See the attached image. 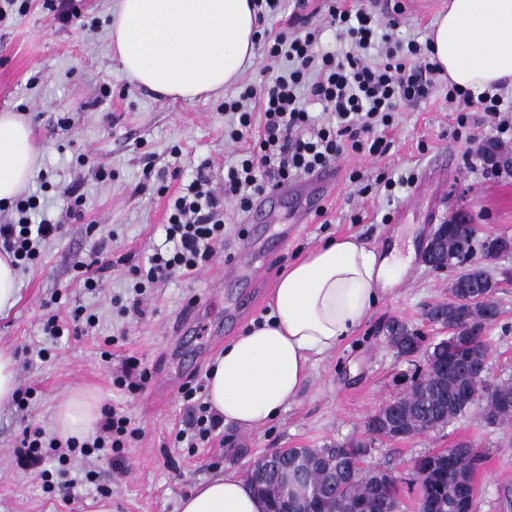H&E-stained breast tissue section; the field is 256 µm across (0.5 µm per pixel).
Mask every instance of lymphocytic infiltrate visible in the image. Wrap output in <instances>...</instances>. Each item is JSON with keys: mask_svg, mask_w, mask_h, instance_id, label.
I'll use <instances>...</instances> for the list:
<instances>
[{"mask_svg": "<svg viewBox=\"0 0 512 512\" xmlns=\"http://www.w3.org/2000/svg\"><path fill=\"white\" fill-rule=\"evenodd\" d=\"M328 22L338 36L348 38L346 48H318L312 31L301 37L282 31L264 40L263 54L274 64L271 76L261 87L246 85L240 98L224 102V112L232 118L226 131L229 139L243 141L258 121L262 129L257 139L225 172L223 192L209 189L207 179L200 176L187 195L175 199L163 227L166 249L154 251L145 265L133 269L135 295L175 276L193 277L211 260L216 246L224 242L225 200L247 212L258 198L330 168L342 155L384 153L386 146L376 136V128L390 126L401 106L426 100L436 90L439 69L428 59V45L413 39L392 40L390 31L397 26V18L382 21L330 0ZM378 46L383 49L382 59L375 62L370 52ZM304 98L321 105L322 120H313L301 106ZM253 99L259 111L248 108ZM448 102L456 107V123L466 129L469 145L478 141L466 128V110L474 103L496 119L498 134L512 132V122L502 116L500 94L475 98L452 85ZM39 207L37 196L18 200L15 218L0 224V248L17 264L36 259L39 244L61 230L60 224L38 219ZM138 435L128 416L109 407L101 414L95 436L83 441L50 438L39 427L24 430L14 449V462L24 470H39L46 480L53 473L43 464L46 458L56 457L60 469L55 474L63 479L59 490L67 498L75 486L66 469L71 456L108 458L122 452Z\"/></svg>", "mask_w": 512, "mask_h": 512, "instance_id": "obj_1", "label": "lymphocytic infiltrate"}]
</instances>
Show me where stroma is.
<instances>
[{
	"mask_svg": "<svg viewBox=\"0 0 512 512\" xmlns=\"http://www.w3.org/2000/svg\"><path fill=\"white\" fill-rule=\"evenodd\" d=\"M405 8L393 31L400 39L426 40L448 0H345L346 6L383 11ZM113 0H0V111L28 113L43 148L30 191L45 200L46 219L65 224L63 235L41 249L19 272L18 304L0 316V346L13 351L17 384L33 396L27 409L0 404V512H87L99 487L109 488L116 512H177L179 500L198 482L245 469L278 449L323 448L368 439L365 422L402 393L410 370L388 339L396 318L427 339L445 331L428 316L446 302L451 272L423 261L436 225L459 213L475 224L479 238H512V174L493 176L482 163L467 164L465 144L452 138L455 115L436 93L398 112L384 129L385 153L336 160L337 180L320 202L306 205L308 179L280 194L269 219L258 222L224 205V244L194 279L175 277L150 289L144 315H120L131 267L143 264L164 242L168 204L205 169L215 189L224 169L238 157V145L224 140V101L245 85H260L265 60L254 54L240 79L223 94L186 103L159 96L124 77L112 53L109 25ZM307 23L294 20L295 0L265 21L267 29L297 34L318 29V43L340 46L327 23L323 0H309ZM358 172L360 183L349 180ZM389 178L391 190L377 189ZM369 193L359 194L360 185ZM79 186L82 216L67 219L68 187ZM295 225L280 239L282 225ZM354 235L381 255L396 251L409 263L361 327L335 350L313 356L309 378L297 400L271 423L251 430L221 426L218 439L200 448H178L176 433L192 421V404L182 386L206 379L226 343L269 314L270 292L289 263L330 238ZM106 242L112 266L101 272L97 293L81 288L79 263L94 245ZM278 261L267 266L268 252ZM249 265L262 277L213 291L211 281L226 264ZM474 265L498 283L493 295L500 316L484 332L491 345V380L512 378V254L495 260L475 253ZM94 310L96 328L59 340L45 336L42 321L76 307ZM197 325L185 329L184 319ZM47 350L39 358L38 350ZM111 351L103 359L102 351ZM143 361L150 379L137 393L112 385L128 357ZM96 393L105 407L120 408L139 428V437L118 461H76L81 483L71 501L47 492L38 473L17 468L13 449L25 428L51 429L58 404L79 390ZM368 465L406 476L426 452L466 441L484 451L476 475L474 512H512V425L485 423L472 408L445 430L391 440H371ZM93 481H84L85 471Z\"/></svg>",
	"mask_w": 512,
	"mask_h": 512,
	"instance_id": "obj_1",
	"label": "stroma"
}]
</instances>
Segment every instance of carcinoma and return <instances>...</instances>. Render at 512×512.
<instances>
[{"mask_svg": "<svg viewBox=\"0 0 512 512\" xmlns=\"http://www.w3.org/2000/svg\"><path fill=\"white\" fill-rule=\"evenodd\" d=\"M460 225L453 224L448 232L439 236L429 254V261L436 267L459 270L449 289L451 298L430 310L431 319L443 327L452 323L467 329L468 338L444 336L430 343L425 337L409 329L404 323L393 320L388 324L391 345L401 356L417 353L420 362L410 376L409 388L399 399V406L382 407L372 415L373 423L367 431L383 436H410L421 433L424 424L440 421L446 428L457 418L474 407L489 412L499 424L512 423V380H501L483 389L482 402L466 395L471 385V369L476 361L485 360L490 345L483 336L491 324L484 306L492 301L497 282L478 267L468 266L476 250L490 249L487 241L469 238L459 232ZM352 443H338L334 448H290L285 454L261 459L255 465L263 471L256 481L257 489L278 503L292 496L296 482L305 484L308 497L316 500L322 512H338L342 505L365 501L381 512H398L397 485H385L389 475L383 470H368L351 474L347 448ZM448 457L456 461V469L468 474L467 496L474 500L477 488L474 474L483 460L479 449L462 441L446 449ZM411 483L419 486L417 512H427L430 503L457 499L461 492L455 472L434 466L433 453L419 456L413 462Z\"/></svg>", "mask_w": 512, "mask_h": 512, "instance_id": "carcinoma-1", "label": "carcinoma"}]
</instances>
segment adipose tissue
<instances>
[{"label": "adipose tissue", "instance_id": "obj_1", "mask_svg": "<svg viewBox=\"0 0 512 512\" xmlns=\"http://www.w3.org/2000/svg\"><path fill=\"white\" fill-rule=\"evenodd\" d=\"M252 0H118L112 45L125 77L185 102L223 90L255 50ZM430 60L450 83L472 91L512 88V0H448L428 34ZM42 149L23 114L0 111V204L28 190ZM401 260L356 237L327 241L290 264L273 288L263 323L247 328L214 360L206 400L243 430L276 419L300 394L312 356L336 349L401 278ZM100 418L98 400L78 393L54 423L61 438L84 439ZM178 512H267L236 470L196 485Z\"/></svg>", "mask_w": 512, "mask_h": 512}]
</instances>
